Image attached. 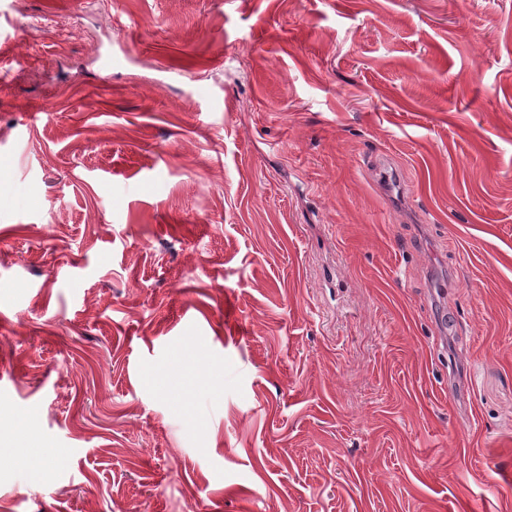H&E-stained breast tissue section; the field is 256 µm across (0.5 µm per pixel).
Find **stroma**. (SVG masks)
<instances>
[{
	"label": "stroma",
	"mask_w": 512,
	"mask_h": 512,
	"mask_svg": "<svg viewBox=\"0 0 512 512\" xmlns=\"http://www.w3.org/2000/svg\"><path fill=\"white\" fill-rule=\"evenodd\" d=\"M24 423L0 512H512V0H0ZM59 454L60 451L58 449L44 448L41 445H36L31 437L24 440L19 448H13L11 452L15 464L24 468H30L31 463L37 459L55 457Z\"/></svg>",
	"instance_id": "obj_1"
}]
</instances>
